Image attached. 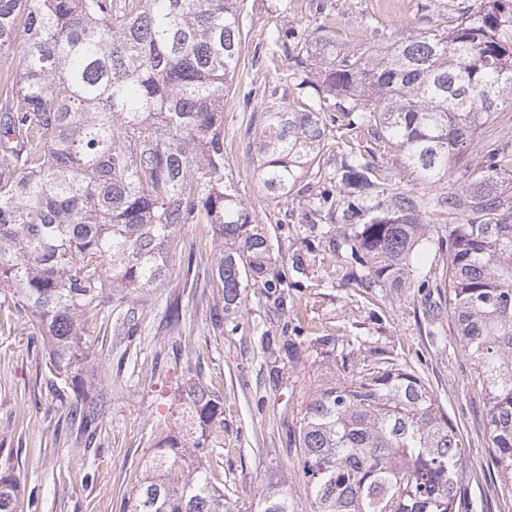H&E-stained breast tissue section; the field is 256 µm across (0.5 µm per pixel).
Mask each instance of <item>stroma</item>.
I'll return each instance as SVG.
<instances>
[{"mask_svg":"<svg viewBox=\"0 0 512 512\" xmlns=\"http://www.w3.org/2000/svg\"><path fill=\"white\" fill-rule=\"evenodd\" d=\"M477 0H245L248 53L224 98V164L239 194L273 244L276 268L288 285L284 299L247 288V301L223 330L212 329L213 294L187 287L186 258L172 278L181 283L186 330L161 320L171 285L153 294L142 335L126 351L91 333L107 351L100 390L109 401L96 439L84 443L69 427L66 407L50 389L42 346L31 344L28 315L0 333V472L31 495L30 512H122L124 493L167 430L178 425L184 366L224 399L217 430L223 450L224 494L232 512H246L269 479L284 482L298 512H313V495L292 452L300 405L318 374L315 339L332 336L337 352L356 360L389 358L415 370L465 439L468 466L461 497L471 512H512V492L498 476L488 447L481 379L448 329L437 294L408 288H364L354 260L334 255L325 238L310 239L298 196L276 199L258 174L259 142L248 129L265 85L285 79L293 62L271 36L286 27L311 29L330 18L346 46H378L399 35L453 27ZM304 254L305 267L293 259ZM297 355L288 358L287 343Z\"/></svg>","mask_w":512,"mask_h":512,"instance_id":"obj_1","label":"stroma"}]
</instances>
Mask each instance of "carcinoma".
<instances>
[{"label":"carcinoma","mask_w":512,"mask_h":512,"mask_svg":"<svg viewBox=\"0 0 512 512\" xmlns=\"http://www.w3.org/2000/svg\"><path fill=\"white\" fill-rule=\"evenodd\" d=\"M244 0H0V330L12 310L48 350L52 389L78 432L108 412L97 393L102 354L87 328L136 335L138 309L165 285L185 225L211 233L189 249L187 275L217 291L224 315L248 282L284 295L272 244L224 168V93L249 29ZM24 17L23 34L16 31ZM298 46L288 79L251 113L260 178L275 198L302 197L310 232L334 224L368 288H435L456 344L482 377L488 436L512 491V153L487 142L460 153L494 113L512 108V0H482L446 32L381 47L338 43L325 21ZM369 139L321 168L326 113ZM478 169L461 194L423 191L453 169ZM411 179L393 187L392 173ZM335 191L303 196L314 179ZM428 214L448 223L437 237ZM437 243L435 281L413 257ZM181 329V296L167 305ZM319 383L299 411L295 450L315 512H460L463 441L415 371L390 358L356 362L318 337ZM178 431L159 440L124 512H230L214 462L224 399L198 382L181 395ZM0 512H26L17 480L0 475ZM249 512H296L268 484Z\"/></svg>","instance_id":"1"}]
</instances>
